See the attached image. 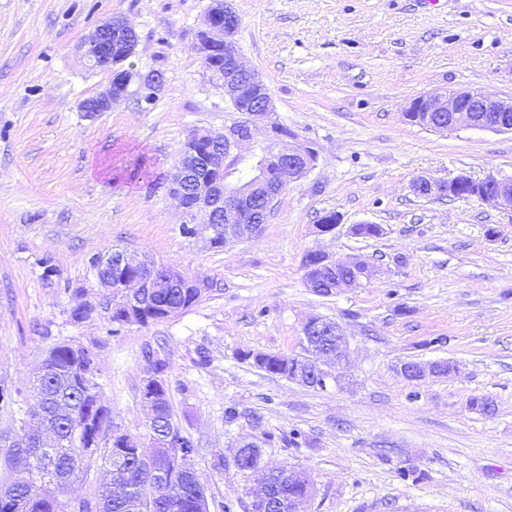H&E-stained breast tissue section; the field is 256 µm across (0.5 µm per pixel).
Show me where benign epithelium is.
I'll return each mask as SVG.
<instances>
[{"label": "benign epithelium", "instance_id": "1", "mask_svg": "<svg viewBox=\"0 0 512 512\" xmlns=\"http://www.w3.org/2000/svg\"><path fill=\"white\" fill-rule=\"evenodd\" d=\"M240 18L230 0H210L196 51L205 58L214 49L224 51L221 67L205 65L212 80L220 83L224 99L244 119L224 127V132L198 130L186 141L170 178L169 192L183 208L185 223L194 225L195 235L212 242L215 237L224 244L249 239L260 232L273 210L275 201L288 186L304 177L311 169L314 150L304 144L288 141L274 119L275 106L262 75L248 65L238 52L234 36ZM138 36L123 19L104 20L88 33L81 44L89 66L109 76L107 87L79 104L80 111L90 117L108 112L112 104L128 97L146 103L156 97L163 85V75L155 70L133 73L125 62L136 53ZM424 114L420 123L434 131L461 127L512 132V97L499 98L479 90H452L445 93L419 95L409 102L404 115ZM263 126L269 144L256 161L255 176L241 187L224 182L223 173L236 158L235 151L250 140L254 129ZM462 196L482 203L512 210V178L487 177L474 180L459 175L451 180L422 176L412 183L414 194L422 197H452L458 190ZM353 259L336 260L324 252L312 250L305 254L303 270L306 283L320 289L339 268L349 267ZM101 274L98 281L107 296H115L137 308L156 288H174L185 282L204 294L208 285L190 276L181 268L138 257L115 249L99 257ZM302 340L329 349L327 356L339 358L347 349V341L336 322L321 317L307 320L302 326ZM317 359L295 370L293 380L311 388L324 389L337 378L322 368ZM439 363L408 361L400 366L401 375L409 381H419L439 373ZM134 454L150 461L161 447L154 439L136 440L123 432Z\"/></svg>", "mask_w": 512, "mask_h": 512}]
</instances>
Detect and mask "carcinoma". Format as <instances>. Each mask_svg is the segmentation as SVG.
<instances>
[{
	"mask_svg": "<svg viewBox=\"0 0 512 512\" xmlns=\"http://www.w3.org/2000/svg\"><path fill=\"white\" fill-rule=\"evenodd\" d=\"M201 299L193 288H157L148 309L143 311L140 325L157 321L168 310L179 315ZM318 349L288 356L277 353L246 352L242 359L257 369L274 376L292 378L296 366H304L316 358ZM83 361L70 353L67 344L54 347L35 370L32 389L42 403L45 419L57 433L56 444L48 449L9 448L8 459L25 452L33 456L32 479L23 486L0 484V512H72L70 500L61 499L65 489H52V474L74 471L78 474L91 468L110 470L113 481L100 484L95 505L82 503L79 508L94 507L96 512H203L208 504L206 491L197 475L195 460L181 448H165L151 463L135 458L129 448L107 435L111 430L109 411L97 404L99 394H90L86 386L61 389L58 377L64 373L79 374ZM149 373L163 376L162 382L150 381L141 386L140 396L153 398L154 416L145 423L146 433L165 439L181 438L180 425L171 403L167 379V363L156 358L150 362ZM309 477L305 473L292 477L282 468L267 474L264 489L269 502L276 503V512H288V500L302 495Z\"/></svg>",
	"mask_w": 512,
	"mask_h": 512,
	"instance_id": "cac0c4a2",
	"label": "carcinoma"
}]
</instances>
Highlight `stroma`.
I'll return each instance as SVG.
<instances>
[{"instance_id": "1", "label": "stroma", "mask_w": 512, "mask_h": 512, "mask_svg": "<svg viewBox=\"0 0 512 512\" xmlns=\"http://www.w3.org/2000/svg\"><path fill=\"white\" fill-rule=\"evenodd\" d=\"M208 3L0 0V387L15 399L0 408V436L19 438L47 352L75 343L95 356L113 425L135 436L149 361L166 360L210 512H248L260 493L262 472L233 464L246 442L265 469L310 475L306 512H512V211L411 190L426 174L512 178V133L437 132L403 115L412 98L446 89L512 97V0H233L240 53L278 122L317 157L256 236L222 249L181 234L169 194L190 136L241 119L194 50ZM113 16L138 35L131 64L164 82L149 110L121 100L88 117L80 101L108 79L78 46ZM139 156L142 176L130 168ZM101 160L111 178L91 174ZM332 211L341 224L319 233ZM355 224L382 233L359 238ZM115 249L178 265L208 290L174 318L114 329L89 260ZM311 250L370 258L376 272L318 295L302 268ZM76 296L92 319H72ZM312 317L334 320L348 343L327 389L242 360L301 354ZM448 359L457 370L443 377L399 372ZM474 396L494 412L472 410Z\"/></svg>"}]
</instances>
